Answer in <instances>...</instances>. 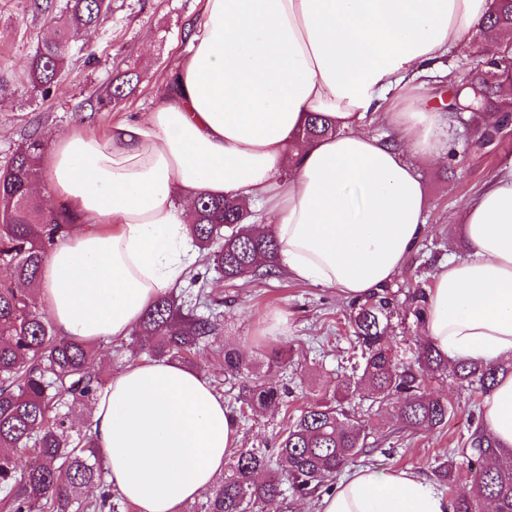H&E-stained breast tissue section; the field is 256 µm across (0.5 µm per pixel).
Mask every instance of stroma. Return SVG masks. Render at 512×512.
I'll list each match as a JSON object with an SVG mask.
<instances>
[{
    "label": "stroma",
    "mask_w": 512,
    "mask_h": 512,
    "mask_svg": "<svg viewBox=\"0 0 512 512\" xmlns=\"http://www.w3.org/2000/svg\"><path fill=\"white\" fill-rule=\"evenodd\" d=\"M69 0H0V166L5 165L28 135L47 137L75 125L100 131L121 117L151 111L169 72L188 49L189 24L203 9V0H112L104 23L83 33L67 48L68 62L58 87L42 100L27 78L39 47L53 37L57 20L68 12ZM479 33L465 47L449 50L429 79L428 106L448 115L453 145L440 163L413 158L425 185L430 207L423 239L390 282L391 291L415 285L431 288L433 274L449 255L466 256L468 249L449 215L458 213L498 168L512 158V124L487 147L476 146L485 115L454 103L458 85L475 83L492 74L489 57L479 49ZM138 74L134 90L112 108L94 112L87 101L101 86ZM211 300L218 305V330L193 358L204 365L219 394L231 402L246 381L259 380L289 391L287 409L254 413L239 425L243 448H273L286 425L285 411L332 396L347 373L354 343L347 329L350 303L335 290L304 284L282 275L266 283H229L198 264ZM390 336L400 358L409 361L422 344L421 326L407 303H399ZM233 347L250 362L248 377L225 379L219 351ZM280 350L285 366L270 362ZM428 392L447 397L453 411L447 426L436 431H410L397 420L393 407L373 405L358 395L348 405L352 416L373 426L374 451L359 456V467L412 469L443 492H451L468 477L464 446L482 422L483 395L471 393L452 376L427 381ZM456 462L450 480L436 470L442 460Z\"/></svg>",
    "instance_id": "stroma-1"
}]
</instances>
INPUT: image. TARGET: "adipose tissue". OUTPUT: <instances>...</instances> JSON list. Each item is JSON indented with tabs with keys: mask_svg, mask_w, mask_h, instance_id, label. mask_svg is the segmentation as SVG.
I'll return each mask as SVG.
<instances>
[{
	"mask_svg": "<svg viewBox=\"0 0 512 512\" xmlns=\"http://www.w3.org/2000/svg\"><path fill=\"white\" fill-rule=\"evenodd\" d=\"M491 0H204L189 51L153 110L54 137L49 191L75 224L50 250L36 302L59 335L130 336L200 253L189 209L230 197L278 243L293 278L363 299L399 273L425 232L428 198L409 155L444 154L448 122L422 79L489 17ZM407 97L395 109L391 91ZM382 114L393 136L366 128ZM335 134L305 140L312 116ZM471 253L440 264L421 325L449 361H512V159L460 213ZM512 447V375L483 403ZM94 452L136 512H182L238 447L204 371L144 357L119 366L93 408ZM319 512H452L410 469L357 468Z\"/></svg>",
	"mask_w": 512,
	"mask_h": 512,
	"instance_id": "adipose-tissue-1",
	"label": "adipose tissue"
}]
</instances>
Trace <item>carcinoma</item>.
Wrapping results in <instances>:
<instances>
[{
	"label": "carcinoma",
	"instance_id": "carcinoma-1",
	"mask_svg": "<svg viewBox=\"0 0 512 512\" xmlns=\"http://www.w3.org/2000/svg\"><path fill=\"white\" fill-rule=\"evenodd\" d=\"M104 22L98 0H72L68 17L56 38L44 43L31 61L30 83L42 98L52 96L65 64L68 43L85 30ZM502 28H512V0H495L489 24L480 29L483 51L503 64L494 72L496 82L470 84L456 91L465 107L480 110L495 94L496 83L512 78V45L498 40ZM129 81L107 87L99 105L125 96ZM335 132L321 116H314L304 131L307 139ZM45 146L31 135L0 170V486L6 490L11 512H118L116 494L104 481L103 466L92 449V429L73 438L66 419L52 413L67 398L83 404L96 398L104 383L99 377L97 351L89 342L55 334L35 305L34 297L19 288L36 283L41 266L55 242L73 228L64 208L50 210L36 199L32 186L42 177L40 156ZM251 213L232 198L197 202L190 231L207 260L224 272V279L263 280L280 276L277 244L262 224H251ZM397 294L384 288L354 305L348 324L360 350L361 363L346 377L347 395L367 393L376 403L396 401V417L412 431L434 430L448 424L452 406L423 390L425 380L449 371L461 385L488 392L504 365L448 359L430 345L420 346L405 362L392 349L389 328ZM416 318L425 312L426 291L408 292ZM217 330L214 313L199 315L180 296L164 294L143 315L126 348L153 357L189 362ZM224 375L241 376L249 363L236 349L223 355ZM282 388L264 382L232 409L241 417L246 409H268L282 402ZM369 428L351 418L341 401L331 405L314 401L288 416V425L274 451L238 449L232 453L224 481L212 489L203 512H255L263 503L283 495L279 476L293 492L312 495L322 488L333 491L336 477L349 463L367 453ZM38 448L39 462L17 471L15 453L29 443ZM471 479L452 490L454 512H481V503L496 512H512V465L498 459L512 449L498 448L483 427L467 439ZM93 485L99 494L82 499Z\"/></svg>",
	"mask_w": 512,
	"mask_h": 512
}]
</instances>
